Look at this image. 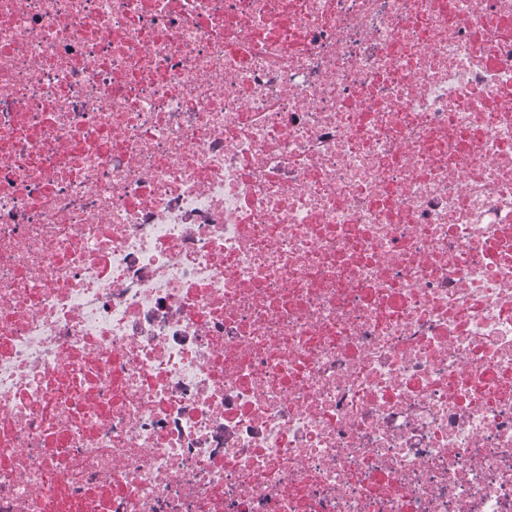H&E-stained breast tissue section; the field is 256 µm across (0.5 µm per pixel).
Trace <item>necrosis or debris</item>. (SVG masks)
Segmentation results:
<instances>
[{"label": "necrosis or debris", "instance_id": "necrosis-or-debris-1", "mask_svg": "<svg viewBox=\"0 0 512 512\" xmlns=\"http://www.w3.org/2000/svg\"><path fill=\"white\" fill-rule=\"evenodd\" d=\"M0 512H512V0H0Z\"/></svg>", "mask_w": 512, "mask_h": 512}]
</instances>
